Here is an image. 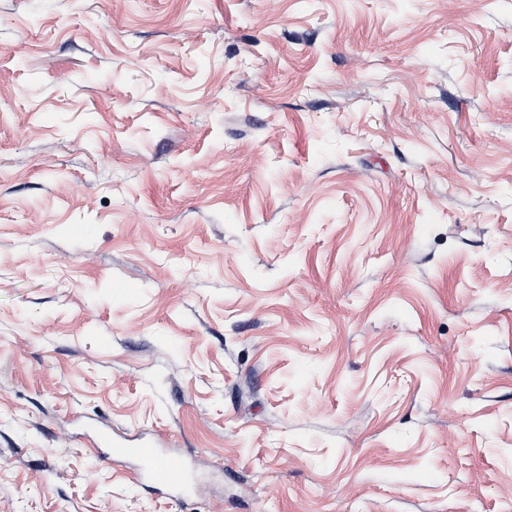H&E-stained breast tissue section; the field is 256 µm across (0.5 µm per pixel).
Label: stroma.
I'll list each match as a JSON object with an SVG mask.
<instances>
[{
  "mask_svg": "<svg viewBox=\"0 0 512 512\" xmlns=\"http://www.w3.org/2000/svg\"><path fill=\"white\" fill-rule=\"evenodd\" d=\"M0 512H512V0H0ZM112 453L139 460L143 464L142 476L159 487L178 492L182 491L187 483L185 470L168 461L160 448L150 443H113Z\"/></svg>",
  "mask_w": 512,
  "mask_h": 512,
  "instance_id": "stroma-1",
  "label": "stroma"
}]
</instances>
